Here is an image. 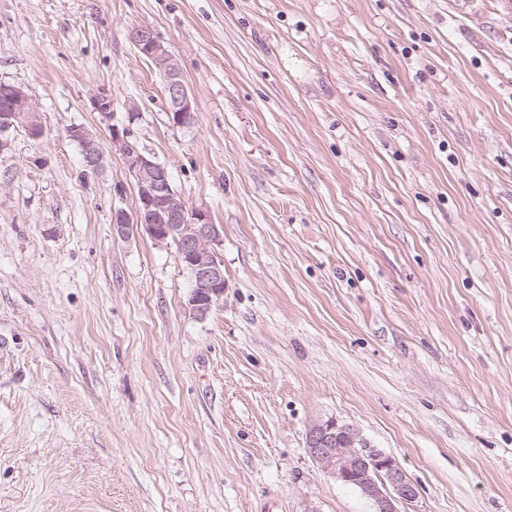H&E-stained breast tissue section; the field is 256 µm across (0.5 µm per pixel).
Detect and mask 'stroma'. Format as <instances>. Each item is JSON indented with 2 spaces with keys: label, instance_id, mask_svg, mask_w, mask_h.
I'll return each instance as SVG.
<instances>
[{
  "label": "stroma",
  "instance_id": "stroma-1",
  "mask_svg": "<svg viewBox=\"0 0 512 512\" xmlns=\"http://www.w3.org/2000/svg\"><path fill=\"white\" fill-rule=\"evenodd\" d=\"M0 83L45 129L0 153V512H373L307 453L328 419L418 512H512V0H0ZM116 126L219 228L207 316L112 232ZM128 37L132 45L150 60L163 78L170 123L175 127H186L192 124L195 107L176 57L168 51L160 37L148 26L132 27ZM69 136L77 141L82 149L84 166L98 173L103 166L104 155L95 139L81 127H71Z\"/></svg>",
  "mask_w": 512,
  "mask_h": 512
}]
</instances>
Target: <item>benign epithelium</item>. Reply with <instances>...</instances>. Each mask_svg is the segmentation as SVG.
<instances>
[{"mask_svg": "<svg viewBox=\"0 0 512 512\" xmlns=\"http://www.w3.org/2000/svg\"><path fill=\"white\" fill-rule=\"evenodd\" d=\"M128 37L163 78L170 123L175 127L192 124L195 107L176 57L148 26L132 27ZM0 90L8 95L0 108V153L9 147V132L18 127L30 139H41L44 127L31 97L12 85ZM69 136L80 144L84 166L99 172L104 155L95 139L77 126L69 129ZM112 145L121 153L138 195L134 212L113 210V234L125 238L144 232L157 242L175 243L190 275L191 309L199 316L207 315L224 300L226 288L224 264L215 250L220 236L217 226L207 210L187 207L173 187L168 168L135 147L128 129L112 127ZM306 449L321 472L354 485L372 502L374 512H408L419 497L396 459L372 445L353 424L333 419L313 423L306 434Z\"/></svg>", "mask_w": 512, "mask_h": 512, "instance_id": "1", "label": "benign epithelium"}]
</instances>
